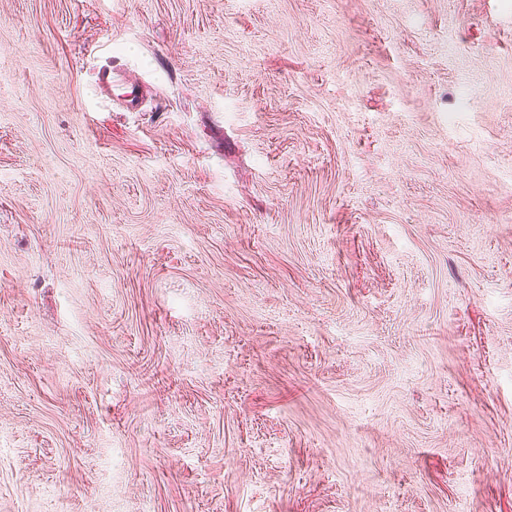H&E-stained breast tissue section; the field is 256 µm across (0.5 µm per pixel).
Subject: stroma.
<instances>
[{
    "mask_svg": "<svg viewBox=\"0 0 512 512\" xmlns=\"http://www.w3.org/2000/svg\"><path fill=\"white\" fill-rule=\"evenodd\" d=\"M0 512H512V0H0Z\"/></svg>",
    "mask_w": 512,
    "mask_h": 512,
    "instance_id": "obj_1",
    "label": "stroma"
}]
</instances>
